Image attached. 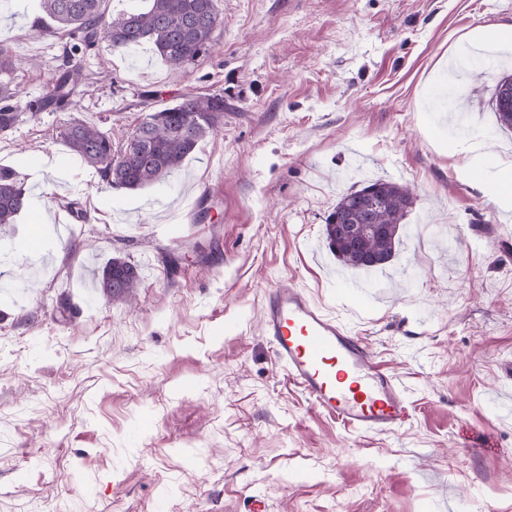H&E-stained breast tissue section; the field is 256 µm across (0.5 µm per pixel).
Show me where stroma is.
I'll use <instances>...</instances> for the list:
<instances>
[{"instance_id": "obj_1", "label": "stroma", "mask_w": 512, "mask_h": 512, "mask_svg": "<svg viewBox=\"0 0 512 512\" xmlns=\"http://www.w3.org/2000/svg\"><path fill=\"white\" fill-rule=\"evenodd\" d=\"M215 46L169 67L108 42L72 112L0 134L31 200L0 235V512H512V132L491 107L512 58L481 27L512 0H220ZM40 0H0L24 99L49 94L65 41ZM153 91L143 105V91ZM224 97V124L169 183L106 186L59 136L70 118L120 146L150 107ZM416 201L382 271L344 278L324 224L376 179ZM138 266L132 302L94 269ZM300 289L400 383L398 430L351 431L314 406L262 327L273 286Z\"/></svg>"}]
</instances>
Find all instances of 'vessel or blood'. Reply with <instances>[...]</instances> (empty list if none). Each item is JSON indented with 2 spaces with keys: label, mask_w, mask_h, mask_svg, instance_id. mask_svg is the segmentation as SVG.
<instances>
[{
  "label": "vessel or blood",
  "mask_w": 512,
  "mask_h": 512,
  "mask_svg": "<svg viewBox=\"0 0 512 512\" xmlns=\"http://www.w3.org/2000/svg\"><path fill=\"white\" fill-rule=\"evenodd\" d=\"M262 324L279 364L319 409L364 432H391L406 424V399L396 379L301 290L272 289Z\"/></svg>",
  "instance_id": "1"
}]
</instances>
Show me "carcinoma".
Listing matches in <instances>:
<instances>
[{
  "mask_svg": "<svg viewBox=\"0 0 512 512\" xmlns=\"http://www.w3.org/2000/svg\"><path fill=\"white\" fill-rule=\"evenodd\" d=\"M40 2L45 15L55 22L53 27L40 26V32L66 39L64 68L51 97L24 103L13 86V54L0 44V133L34 121L48 109L70 110L74 88L82 78V62L101 41L121 52L147 44L169 66L181 68L208 56L220 19L218 0H146L148 6L142 11L112 15L106 12V0ZM492 107L499 127L512 130L511 74L499 80ZM223 122L224 96L186 94L173 105L152 110L116 152L108 131L80 119L68 121L59 135L107 186L139 190L170 180ZM414 201L408 186L386 179L348 189L324 224L329 250L347 269L365 273L383 269L395 255L400 228ZM28 205L29 197L17 175L0 167V231L14 223ZM338 215L357 226L354 237L338 235ZM95 280L106 299L130 301L140 275L134 264L115 256L95 274Z\"/></svg>",
  "mask_w": 512,
  "mask_h": 512,
  "instance_id": "carcinoma-1",
  "label": "carcinoma"
}]
</instances>
